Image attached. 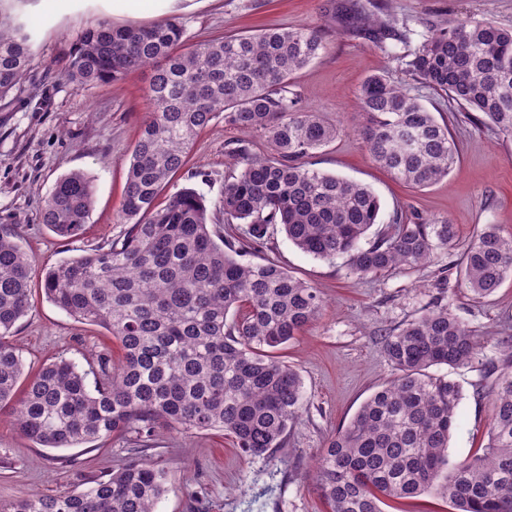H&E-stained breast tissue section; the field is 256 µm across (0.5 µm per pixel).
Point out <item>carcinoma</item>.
<instances>
[{
	"mask_svg": "<svg viewBox=\"0 0 512 512\" xmlns=\"http://www.w3.org/2000/svg\"><path fill=\"white\" fill-rule=\"evenodd\" d=\"M411 76H369L359 101V131L371 159L395 180L425 188L448 177L458 160L448 125L422 103L417 86L439 89L464 118L512 140V28L488 18L431 27L414 51L393 17L352 16ZM326 49L320 31L266 28L189 44L178 18L150 27L101 21L82 33L64 76L78 90L151 68L154 111L134 146L117 223L123 231L44 276L42 291L82 324L105 329L122 351L100 364L94 386L67 359L24 372L13 337L31 304L33 258L0 230V406L15 402L21 431L46 448H77L127 436L148 447L161 429L218 430L248 455L286 442L304 410L302 378L277 351L320 315L322 298L277 261L248 260L282 229L302 252L348 258L360 279L390 269L419 270L453 247L454 225L407 223L399 214L368 239L381 202L368 186L311 167L336 127L288 95L293 75ZM33 60L24 23L0 10V98ZM266 138L269 153L237 150L238 173L224 178L212 221L205 197L182 187L159 197L183 171L198 134L213 122ZM95 198L83 171L55 183L42 223L59 237L81 231ZM245 224V236L224 225ZM476 300L512 278V236L486 224L457 264ZM478 343L439 301L386 333L392 378L350 422L328 437L313 479L328 512H382V498L435 494L455 512H512V338L488 374L491 405L482 453L461 461L448 441L463 398L459 383L429 372L470 363ZM166 492L157 463L135 458L63 494L0 501V512H155Z\"/></svg>",
	"mask_w": 512,
	"mask_h": 512,
	"instance_id": "obj_1",
	"label": "carcinoma"
}]
</instances>
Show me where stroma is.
<instances>
[{"instance_id": "obj_1", "label": "stroma", "mask_w": 512, "mask_h": 512, "mask_svg": "<svg viewBox=\"0 0 512 512\" xmlns=\"http://www.w3.org/2000/svg\"><path fill=\"white\" fill-rule=\"evenodd\" d=\"M376 18L407 21L409 48H417L430 26L471 16L512 27V0H371ZM14 13L35 41L30 74L19 89L0 99V227L18 232L17 242L34 259L32 306L17 322L15 343L27 368L59 358L81 369L95 367L99 355L118 348L100 327L76 322L41 292L46 268L85 254L116 237L127 169L140 127L153 110L148 88L151 71L125 81L101 83L81 91L64 77L65 60L81 32L98 21L116 27L150 26L181 18L188 42L269 26L321 28L327 49L291 81L302 105L337 129L331 144L314 154V168L368 185L381 201L380 223L394 212L432 223L455 224L457 239L434 254L421 270L397 269L371 279L351 274L346 258H313L275 232L263 250L291 274L318 288L324 306L317 321L281 351L302 377L305 409L283 447L248 456L230 437L213 430L158 433L147 457L167 473V491L156 512H325L312 478L327 438L346 425L360 405L392 376L382 335L418 316L437 294L449 311L473 331L480 346L467 366L437 367L461 383L464 397L448 443L452 460L475 454L487 441L489 406L474 390L491 385L485 373L498 358V339L512 331V280L491 298L478 302L450 274L445 286L437 275L457 261L483 225L512 235V140L492 129L456 120V105L444 93L421 88L423 103L445 118L459 151L447 179L416 189L393 180L364 150L358 136L364 117L359 89L371 74L387 71L396 81L407 74L366 36L349 31L335 17L331 0H153L149 11L130 13L115 0H14ZM263 155L268 145L217 122L198 136L187 171L217 212L224 178L237 170L234 147ZM81 170L95 180V203L82 235L63 239L40 218L44 199L56 180ZM125 439L77 448H46L28 439L14 421L11 406L0 408V501L31 493L55 494L85 488L127 461Z\"/></svg>"}]
</instances>
